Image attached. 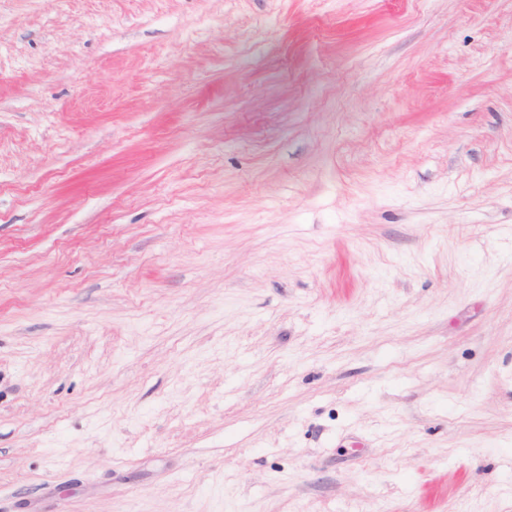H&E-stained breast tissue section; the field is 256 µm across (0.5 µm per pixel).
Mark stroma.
<instances>
[{
	"label": "stroma",
	"mask_w": 512,
	"mask_h": 512,
	"mask_svg": "<svg viewBox=\"0 0 512 512\" xmlns=\"http://www.w3.org/2000/svg\"><path fill=\"white\" fill-rule=\"evenodd\" d=\"M0 512H512V0H0Z\"/></svg>",
	"instance_id": "stroma-1"
}]
</instances>
